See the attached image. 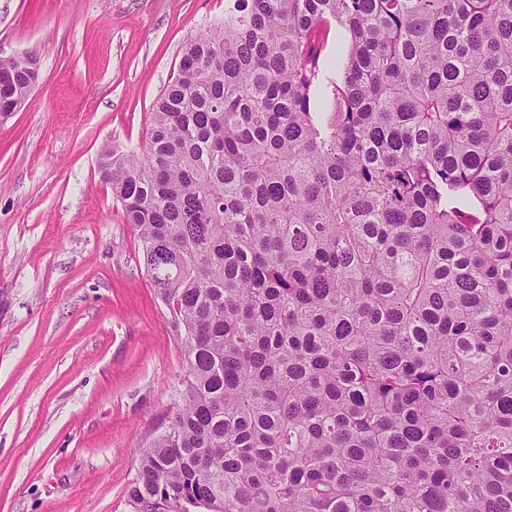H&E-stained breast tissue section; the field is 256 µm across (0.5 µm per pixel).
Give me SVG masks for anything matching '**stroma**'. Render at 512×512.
Masks as SVG:
<instances>
[{"label":"stroma","instance_id":"stroma-1","mask_svg":"<svg viewBox=\"0 0 512 512\" xmlns=\"http://www.w3.org/2000/svg\"><path fill=\"white\" fill-rule=\"evenodd\" d=\"M229 0H0V56L30 53L0 117V512H133L184 347L98 167L140 150L192 37Z\"/></svg>","mask_w":512,"mask_h":512}]
</instances>
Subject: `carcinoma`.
<instances>
[{
  "mask_svg": "<svg viewBox=\"0 0 512 512\" xmlns=\"http://www.w3.org/2000/svg\"><path fill=\"white\" fill-rule=\"evenodd\" d=\"M149 126L99 158L185 350L134 506L512 512V0H233ZM350 35L342 27L332 24L326 30L323 57L336 68L341 70L349 48Z\"/></svg>",
  "mask_w": 512,
  "mask_h": 512,
  "instance_id": "cac0c4a2",
  "label": "carcinoma"
}]
</instances>
